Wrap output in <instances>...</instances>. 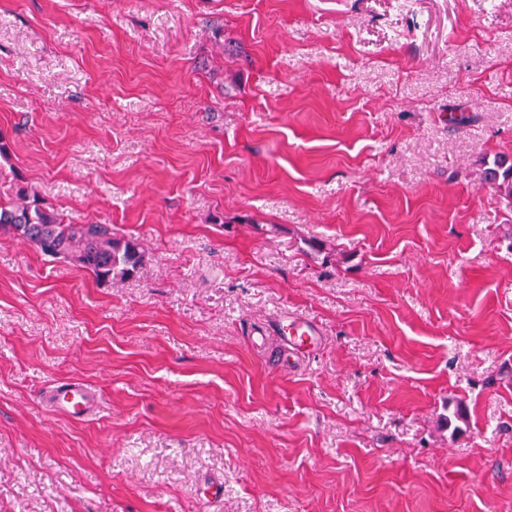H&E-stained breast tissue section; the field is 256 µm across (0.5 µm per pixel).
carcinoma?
<instances>
[{"instance_id":"carcinoma-1","label":"carcinoma","mask_w":512,"mask_h":512,"mask_svg":"<svg viewBox=\"0 0 512 512\" xmlns=\"http://www.w3.org/2000/svg\"><path fill=\"white\" fill-rule=\"evenodd\" d=\"M484 180L512 197V159L501 156L485 169ZM18 201L0 203V230L38 247L48 256L63 255L100 281L129 277L144 263L139 244L112 232L110 224H68L62 214L17 191Z\"/></svg>"}]
</instances>
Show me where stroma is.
<instances>
[{
  "mask_svg": "<svg viewBox=\"0 0 512 512\" xmlns=\"http://www.w3.org/2000/svg\"><path fill=\"white\" fill-rule=\"evenodd\" d=\"M499 155L512 0H0V202L145 253L0 234V512H512ZM20 202L0 203V230L38 247L48 256L63 254L97 280L129 277L144 263L139 244L117 237L108 224H67L62 214L19 189ZM315 336H318V333L307 320L295 318L288 323V342L294 348L314 345ZM51 406L53 411H61L73 419H81L97 410V401L85 384L66 382L55 387Z\"/></svg>",
  "mask_w": 512,
  "mask_h": 512,
  "instance_id": "stroma-1",
  "label": "stroma"
}]
</instances>
